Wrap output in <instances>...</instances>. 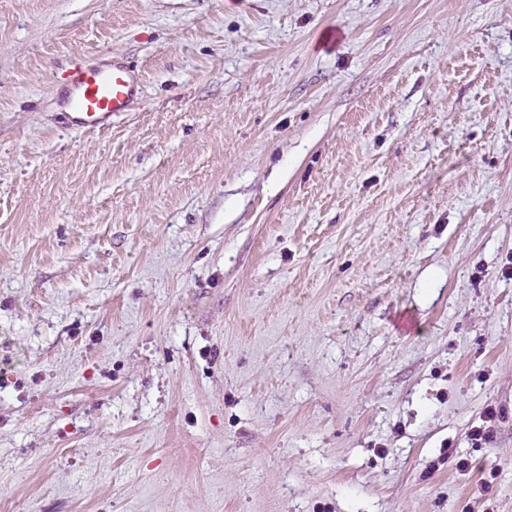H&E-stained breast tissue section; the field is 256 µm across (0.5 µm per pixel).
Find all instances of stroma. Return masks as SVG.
<instances>
[{
  "mask_svg": "<svg viewBox=\"0 0 512 512\" xmlns=\"http://www.w3.org/2000/svg\"><path fill=\"white\" fill-rule=\"evenodd\" d=\"M0 512H512V0H0ZM143 84V75L120 60L86 63L69 73L71 123L84 130H100L118 112H128Z\"/></svg>",
  "mask_w": 512,
  "mask_h": 512,
  "instance_id": "stroma-1",
  "label": "stroma"
}]
</instances>
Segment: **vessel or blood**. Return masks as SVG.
<instances>
[{"label":"vessel or blood","instance_id":"b4317fda","mask_svg":"<svg viewBox=\"0 0 512 512\" xmlns=\"http://www.w3.org/2000/svg\"><path fill=\"white\" fill-rule=\"evenodd\" d=\"M142 84V74L119 60L74 68L69 74L72 125L84 130L105 128L117 113L131 109Z\"/></svg>","mask_w":512,"mask_h":512}]
</instances>
